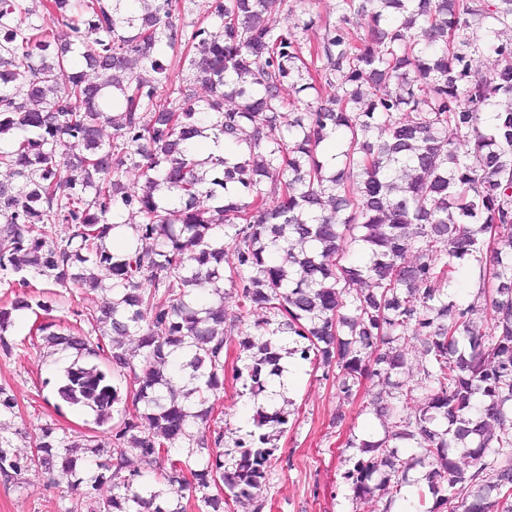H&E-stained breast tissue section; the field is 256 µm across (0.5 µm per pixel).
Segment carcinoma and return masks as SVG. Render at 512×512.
Returning a JSON list of instances; mask_svg holds the SVG:
<instances>
[{"label": "carcinoma", "instance_id": "obj_1", "mask_svg": "<svg viewBox=\"0 0 512 512\" xmlns=\"http://www.w3.org/2000/svg\"><path fill=\"white\" fill-rule=\"evenodd\" d=\"M51 2L37 18L25 0H0V136L16 131L0 143V167L15 177L0 182V282L14 293L0 307V349L12 350V314L34 313L30 345L76 351L58 397L112 423V445L140 466L46 426L22 455L0 436V483L40 468L58 486H84L64 512H231L242 499L263 512L288 425L268 390L285 371L273 337L287 334V354L337 369L342 399L365 379L396 389L371 402L388 436L347 441L360 448L344 473L353 500L382 490L379 512H391L419 466L432 501L419 496L417 512H512L501 501L512 489V42L493 30L479 45L465 37L484 14L512 27V0H339L313 51L331 92L286 133L281 91L307 63L295 33L263 14L288 0H211L221 28L189 33L178 0H142L144 13L127 17L123 0ZM389 8L403 20L383 27ZM352 10L371 18L367 34L350 28ZM178 47L195 53L192 81L176 86L159 53ZM484 50L502 61L489 77L477 66ZM76 56L86 70L70 71ZM376 130L385 139L374 146ZM207 132L234 141L239 157L195 159L192 139ZM336 137L346 150L328 173L317 151ZM129 165L141 170L138 190L122 183ZM125 210L138 222L116 253L104 241ZM352 245L360 266L344 262ZM272 252L288 265L268 262ZM461 260L477 272L487 332L475 304L448 300ZM30 273L68 291L72 319L27 292ZM105 278L107 306L76 304V290ZM361 281L368 288L353 287ZM204 282L211 302L196 297ZM227 299L249 352L235 377L255 408L231 448L209 406L233 342ZM132 335L139 371L123 342ZM411 342L423 377L393 384ZM404 439L409 455L389 445ZM181 441L184 457L172 452Z\"/></svg>", "mask_w": 512, "mask_h": 512}]
</instances>
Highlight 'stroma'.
Segmentation results:
<instances>
[{"instance_id": "stroma-1", "label": "stroma", "mask_w": 512, "mask_h": 512, "mask_svg": "<svg viewBox=\"0 0 512 512\" xmlns=\"http://www.w3.org/2000/svg\"><path fill=\"white\" fill-rule=\"evenodd\" d=\"M337 0H305L294 11L271 10L265 21L276 28L293 30L302 52H309L317 31L304 30L308 17L328 19L336 14ZM33 314L18 316L6 337L13 343L11 353L0 352V386L6 387L18 401L15 415L0 419V434L8 437L14 448L26 451L28 437L50 425L74 435L97 434L101 446L110 443L108 428L94 427L88 412L59 401L55 388L73 356L27 341ZM239 346H232L226 357L224 389L212 397L215 417L224 423L226 438H235L252 415L250 401L241 396L232 379ZM377 381H364L354 400H343L336 392L333 377L302 366L286 399L289 403L287 432L278 445L288 468L277 471L268 491L265 512H378V500L353 501L343 480L356 449L347 447L349 437L375 441L385 435L386 422L368 402L379 392ZM81 488L56 487L47 474L29 471L21 486L0 485V512H60L64 497L77 498Z\"/></svg>"}]
</instances>
